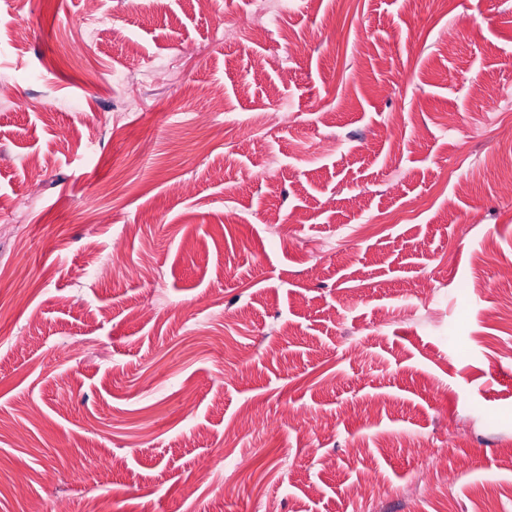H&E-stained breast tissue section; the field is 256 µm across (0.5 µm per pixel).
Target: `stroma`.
<instances>
[{
  "instance_id": "obj_1",
  "label": "stroma",
  "mask_w": 512,
  "mask_h": 512,
  "mask_svg": "<svg viewBox=\"0 0 512 512\" xmlns=\"http://www.w3.org/2000/svg\"><path fill=\"white\" fill-rule=\"evenodd\" d=\"M1 74L0 512H512V0H0Z\"/></svg>"
}]
</instances>
